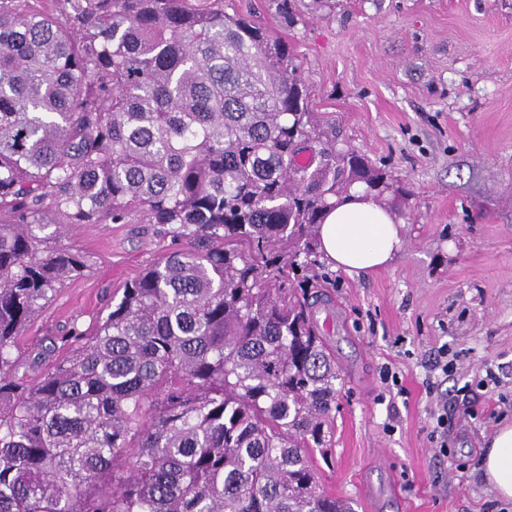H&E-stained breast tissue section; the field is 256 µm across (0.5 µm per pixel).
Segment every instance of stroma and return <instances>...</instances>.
I'll list each match as a JSON object with an SVG mask.
<instances>
[{
	"label": "stroma",
	"mask_w": 512,
	"mask_h": 512,
	"mask_svg": "<svg viewBox=\"0 0 512 512\" xmlns=\"http://www.w3.org/2000/svg\"><path fill=\"white\" fill-rule=\"evenodd\" d=\"M287 42L336 143L402 181L404 246L388 267L337 271L318 322L343 367L327 491L357 512H512L481 474L512 423V0H224ZM87 259L21 352L107 313L166 247L148 224H83ZM446 347L454 368L436 369ZM503 367L500 386H481ZM391 368L406 388L389 393ZM448 404V447L430 435Z\"/></svg>",
	"instance_id": "1"
}]
</instances>
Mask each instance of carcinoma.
I'll use <instances>...</instances> for the list:
<instances>
[{
  "label": "carcinoma",
  "instance_id": "cac0c4a2",
  "mask_svg": "<svg viewBox=\"0 0 512 512\" xmlns=\"http://www.w3.org/2000/svg\"><path fill=\"white\" fill-rule=\"evenodd\" d=\"M356 183L406 194L224 0H0V512H355L320 484L342 368L314 299ZM81 224L177 248L23 358Z\"/></svg>",
  "mask_w": 512,
  "mask_h": 512
}]
</instances>
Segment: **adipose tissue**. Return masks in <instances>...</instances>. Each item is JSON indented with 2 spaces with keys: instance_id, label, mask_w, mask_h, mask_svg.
I'll use <instances>...</instances> for the list:
<instances>
[{
  "instance_id": "ef3b65f1",
  "label": "adipose tissue",
  "mask_w": 512,
  "mask_h": 512,
  "mask_svg": "<svg viewBox=\"0 0 512 512\" xmlns=\"http://www.w3.org/2000/svg\"><path fill=\"white\" fill-rule=\"evenodd\" d=\"M394 209L378 205L360 186L337 201L318 228L327 264L349 274L386 267L404 244ZM482 475L493 490L512 500V425L498 428L482 459Z\"/></svg>"
}]
</instances>
